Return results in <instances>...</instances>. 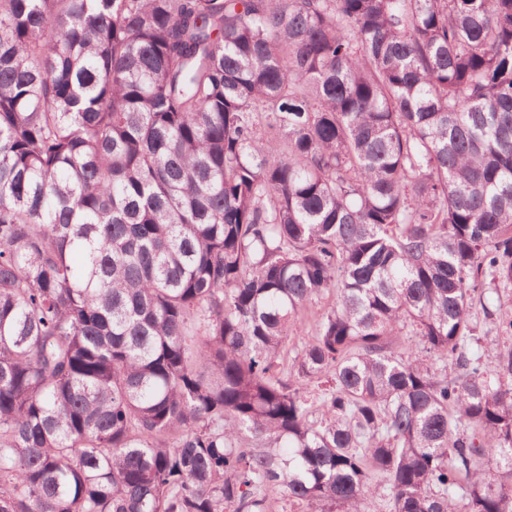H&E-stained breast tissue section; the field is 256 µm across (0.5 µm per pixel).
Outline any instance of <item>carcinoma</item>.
<instances>
[{
    "instance_id": "obj_1",
    "label": "carcinoma",
    "mask_w": 512,
    "mask_h": 512,
    "mask_svg": "<svg viewBox=\"0 0 512 512\" xmlns=\"http://www.w3.org/2000/svg\"><path fill=\"white\" fill-rule=\"evenodd\" d=\"M510 289L512 0H0V512H512Z\"/></svg>"
}]
</instances>
